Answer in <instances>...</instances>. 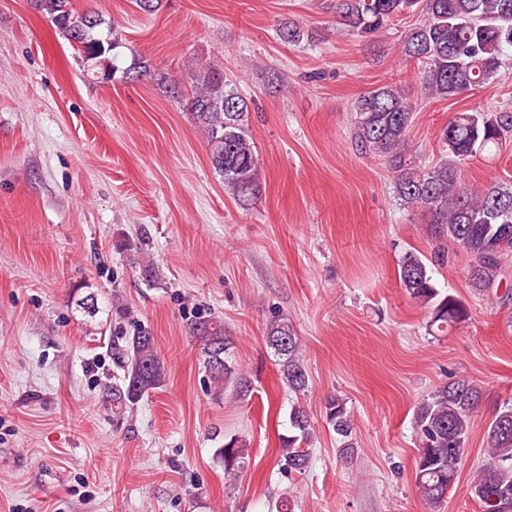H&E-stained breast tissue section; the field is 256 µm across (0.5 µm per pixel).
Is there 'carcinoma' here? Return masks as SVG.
Segmentation results:
<instances>
[{
  "label": "carcinoma",
  "mask_w": 512,
  "mask_h": 512,
  "mask_svg": "<svg viewBox=\"0 0 512 512\" xmlns=\"http://www.w3.org/2000/svg\"><path fill=\"white\" fill-rule=\"evenodd\" d=\"M35 10L50 18L59 33L81 52L91 68L122 78L150 75L145 66L123 70L116 64L122 47L115 27L94 12H79L72 0H31ZM336 10L348 31L373 36L402 14L416 13L420 22L402 41L406 58L418 63L421 90L427 96L453 98L482 87L512 63V0H338ZM189 90L160 77L174 99L184 101L206 136L209 162L237 204L247 209L262 196L259 162L248 132L249 101L224 76L208 65L196 68ZM414 120V107L394 85L376 87L359 96L352 113L353 138L365 154L388 159L393 186L401 204L429 218L433 249L430 255L407 252L401 261L399 283L406 293L430 309L429 328L443 332L469 318L467 306L436 287L432 267L448 262L450 251L462 248L469 256L471 288L489 297L511 277L504 259L512 257V180L495 181L477 192L464 189L460 166L484 152L500 149L512 137L511 112L473 110L456 114L441 134L443 155L431 165L406 157L402 147ZM205 368L215 382L238 388L240 377L228 362L231 342L224 323L202 319L189 327ZM277 357L281 375L294 392L308 388L301 340L286 320L270 324L265 337ZM123 375L112 387V403L123 410L162 386L164 365L154 337L139 330L125 339ZM481 391L466 378L451 377L422 398L413 426L418 448L415 484L420 497L437 508L459 475L467 448L472 413ZM327 424L339 437V455L357 453L353 416L344 399L325 404ZM291 435L282 438L279 462L288 472L303 473L309 465L311 424L304 407L289 414ZM487 458L475 472L471 493L482 512H512V404H505L485 432ZM224 474L236 476L242 448L231 439L217 449Z\"/></svg>",
  "instance_id": "cac0c4a2"
}]
</instances>
